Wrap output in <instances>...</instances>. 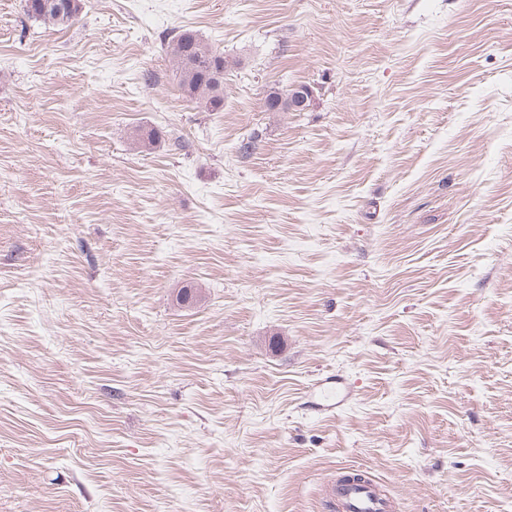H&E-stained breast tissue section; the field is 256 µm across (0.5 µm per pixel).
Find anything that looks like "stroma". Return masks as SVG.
Wrapping results in <instances>:
<instances>
[{
	"label": "stroma",
	"mask_w": 512,
	"mask_h": 512,
	"mask_svg": "<svg viewBox=\"0 0 512 512\" xmlns=\"http://www.w3.org/2000/svg\"><path fill=\"white\" fill-rule=\"evenodd\" d=\"M83 3L0 0V512H512V0ZM70 7L72 0H34L32 10L24 9V13L45 25L63 26L73 23L80 15L83 3ZM164 47L174 63L175 78L181 92L207 111L223 110L224 54L213 50L196 31L189 28H176L169 34ZM173 50H177V58L173 56ZM330 497L338 501L343 512H390L386 499L381 497L371 483H333Z\"/></svg>",
	"instance_id": "obj_1"
}]
</instances>
